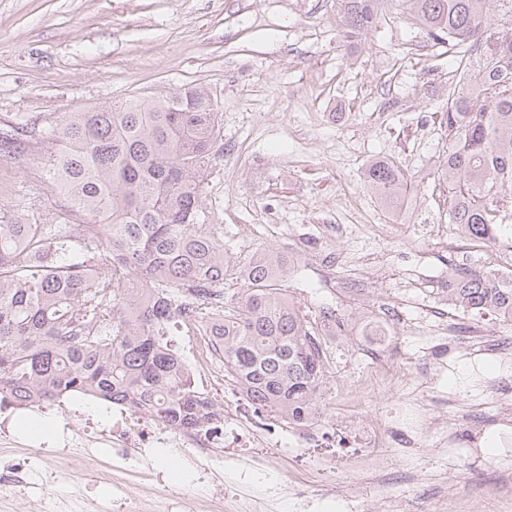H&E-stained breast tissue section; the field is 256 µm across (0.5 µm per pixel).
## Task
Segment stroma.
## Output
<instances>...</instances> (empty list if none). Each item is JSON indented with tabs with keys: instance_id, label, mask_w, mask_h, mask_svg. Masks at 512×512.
Listing matches in <instances>:
<instances>
[{
	"instance_id": "stroma-1",
	"label": "stroma",
	"mask_w": 512,
	"mask_h": 512,
	"mask_svg": "<svg viewBox=\"0 0 512 512\" xmlns=\"http://www.w3.org/2000/svg\"><path fill=\"white\" fill-rule=\"evenodd\" d=\"M454 85L447 53L427 46L396 0L357 48L338 32L336 0H0L1 125L41 130L67 112L204 87L219 119L202 220L240 261L270 251L289 258L288 297L309 314L335 308L348 323L326 339L313 426L254 413L228 375L215 405L225 431L249 436L251 450L207 465L169 443L127 468L112 447L103 462L123 467L117 488L79 474L82 449L61 461L28 455L19 427L28 410L0 406L12 437L0 443V463L25 459L32 472L0 512H49L63 501L79 512V489L101 504L137 498L142 512L219 495L224 512H246L270 493L277 512H350L347 494L358 489L367 512H379L381 489L366 464L332 468L323 457L352 452L357 430L380 419L416 442L394 451L405 512L414 485L440 501L464 479L488 480L490 459L512 469V427L486 426L451 449L438 432L406 422V405L443 395L467 411L478 397L474 379H512V360L458 352L419 326L426 308L447 306L450 268H499L512 242L509 223L499 243L472 247L435 201L433 165L447 146L436 113ZM51 150L41 140L24 156H0V223L73 219L43 172ZM373 158L390 159L416 184L402 206L386 207L366 189L363 168ZM385 307L394 321L381 318ZM64 403L67 414L54 417L60 438L121 418V407L78 394ZM307 477L303 504L290 487Z\"/></svg>"
}]
</instances>
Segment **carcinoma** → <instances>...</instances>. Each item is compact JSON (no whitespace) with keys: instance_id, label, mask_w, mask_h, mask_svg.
<instances>
[{"instance_id":"1","label":"carcinoma","mask_w":512,"mask_h":512,"mask_svg":"<svg viewBox=\"0 0 512 512\" xmlns=\"http://www.w3.org/2000/svg\"><path fill=\"white\" fill-rule=\"evenodd\" d=\"M380 2L336 0L344 42H362ZM405 3L455 62L442 112L448 154L434 172L448 223L495 242L512 220V92L497 91L512 76V29L488 28L490 0ZM489 51L492 67L472 71L471 58ZM217 123L211 96L195 87L69 112L40 131L55 146L47 182L96 223L0 224V402L28 407L79 393L178 431L219 422L221 412L194 389L163 336L183 312L220 303L229 311L207 326L248 404L296 424L318 419L326 325L343 320L332 308L311 317L288 298L283 256L237 262L200 223ZM20 149L17 135L0 127V154ZM363 182L383 205L414 189L389 159L368 161ZM227 279L242 285L226 301ZM448 301L512 321V276L456 268Z\"/></svg>"}]
</instances>
